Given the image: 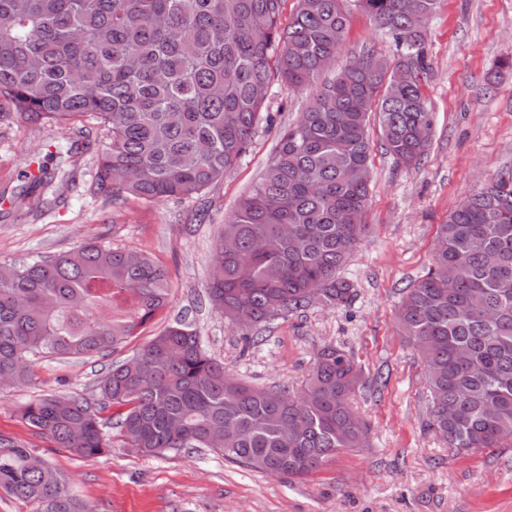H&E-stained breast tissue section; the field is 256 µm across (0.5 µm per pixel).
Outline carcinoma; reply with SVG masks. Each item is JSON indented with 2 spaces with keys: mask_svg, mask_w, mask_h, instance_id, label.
Here are the masks:
<instances>
[{
  "mask_svg": "<svg viewBox=\"0 0 512 512\" xmlns=\"http://www.w3.org/2000/svg\"><path fill=\"white\" fill-rule=\"evenodd\" d=\"M0 0V121L107 130L94 192L113 200H198L246 155L278 81L312 85L336 59L347 0ZM399 47L389 64H348L279 136L273 160L218 235L213 307L258 329L314 303L348 304L338 275L366 230L379 113L385 153L427 157L421 91L427 22L438 0H356ZM169 276L144 253L101 243L0 263V385H26L37 356L113 348L169 303ZM397 319L425 374L426 428L457 452L512 441V176H500L440 225L432 265L407 286ZM363 370L327 345L298 395L231 376L192 325L177 322L99 381L126 443L147 454L211 448L266 474L303 478L367 444L351 405ZM22 418L58 448L91 459L108 447L79 395L30 402ZM0 489L42 512H89L64 478L0 436Z\"/></svg>",
  "mask_w": 512,
  "mask_h": 512,
  "instance_id": "obj_1",
  "label": "carcinoma"
}]
</instances>
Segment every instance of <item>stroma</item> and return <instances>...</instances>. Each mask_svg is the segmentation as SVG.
Instances as JSON below:
<instances>
[{
    "instance_id": "obj_1",
    "label": "stroma",
    "mask_w": 512,
    "mask_h": 512,
    "mask_svg": "<svg viewBox=\"0 0 512 512\" xmlns=\"http://www.w3.org/2000/svg\"><path fill=\"white\" fill-rule=\"evenodd\" d=\"M397 56L384 29L351 9L336 55L345 64L363 46ZM430 70L423 93L432 112L427 158L398 166L381 148L378 121L368 231L341 276L355 285L350 305L318 304L261 327L259 343L245 346L242 330L215 312L205 293L215 240L238 200L272 161L280 130L296 120L312 89L289 91L273 83L258 131L244 160L205 193L206 216L191 200L117 203L95 195L98 156L107 133L85 120L91 142L77 164L66 150L68 131L0 122V262H30L65 254L88 242L135 249L166 268V308L138 334L92 358H43L22 388L0 389V434L61 473L92 512H512V443L459 453L426 427L421 362L395 320L403 288L431 263L436 232L450 212L495 178L512 173V0H439L425 43ZM70 177L42 188L47 202L29 210L30 168ZM193 323L226 371L254 385L300 390L313 358L326 345L362 364L369 384L354 405L369 428V445L332 457L315 474L288 479L228 462L202 448L147 455L129 448L118 429L92 460L56 447L21 418L23 407L46 393L80 394L97 402V381L113 362L176 321ZM385 385H373L376 376Z\"/></svg>"
}]
</instances>
